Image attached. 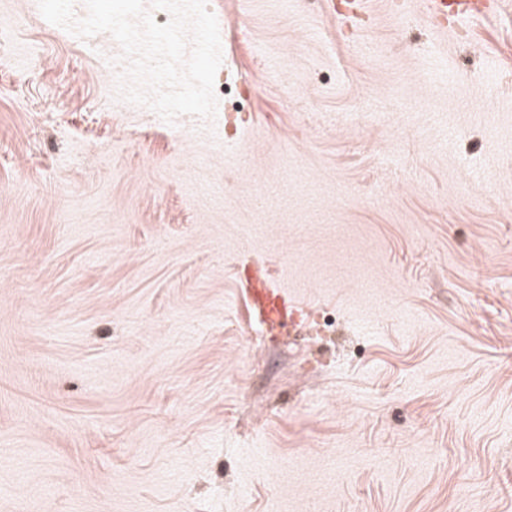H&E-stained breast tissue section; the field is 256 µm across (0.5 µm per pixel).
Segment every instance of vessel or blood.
Instances as JSON below:
<instances>
[{
    "label": "vessel or blood",
    "mask_w": 512,
    "mask_h": 512,
    "mask_svg": "<svg viewBox=\"0 0 512 512\" xmlns=\"http://www.w3.org/2000/svg\"><path fill=\"white\" fill-rule=\"evenodd\" d=\"M426 5L434 17L481 20L498 10L500 0H426ZM244 286L248 303L263 325L278 331L295 326L302 303L287 289L261 273L248 274Z\"/></svg>",
    "instance_id": "obj_1"
}]
</instances>
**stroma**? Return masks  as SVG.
<instances>
[{
  "instance_id": "35a3bbf8",
  "label": "stroma",
  "mask_w": 512,
  "mask_h": 512,
  "mask_svg": "<svg viewBox=\"0 0 512 512\" xmlns=\"http://www.w3.org/2000/svg\"><path fill=\"white\" fill-rule=\"evenodd\" d=\"M367 2L208 0L201 137L0 0V512H512V0ZM429 15L481 20L489 17L500 7V0H426ZM249 305L257 313L260 322L271 330L281 331L291 326L297 330L296 316L302 309V302L277 286L266 274L251 273L244 282Z\"/></svg>"
}]
</instances>
